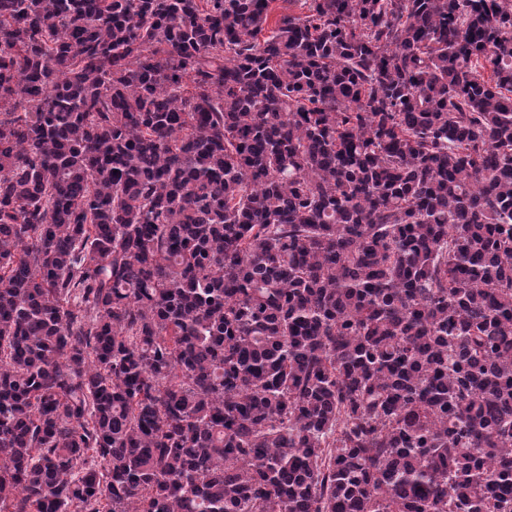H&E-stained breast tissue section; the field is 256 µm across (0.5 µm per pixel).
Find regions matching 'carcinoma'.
<instances>
[{"mask_svg":"<svg viewBox=\"0 0 512 512\" xmlns=\"http://www.w3.org/2000/svg\"><path fill=\"white\" fill-rule=\"evenodd\" d=\"M0 0V512H512V0Z\"/></svg>","mask_w":512,"mask_h":512,"instance_id":"obj_1","label":"carcinoma"}]
</instances>
